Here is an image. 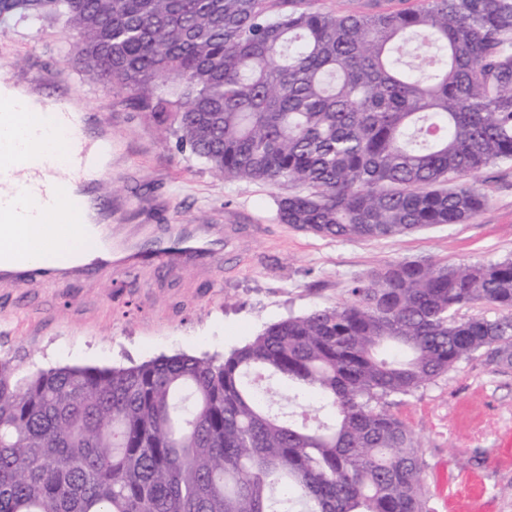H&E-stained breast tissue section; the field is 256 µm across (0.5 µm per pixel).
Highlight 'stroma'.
I'll list each match as a JSON object with an SVG mask.
<instances>
[{"label":"stroma","mask_w":512,"mask_h":512,"mask_svg":"<svg viewBox=\"0 0 512 512\" xmlns=\"http://www.w3.org/2000/svg\"><path fill=\"white\" fill-rule=\"evenodd\" d=\"M69 45L60 21L0 23V65L13 85L78 105L111 132L112 173L95 189L111 200L113 223L237 224L245 233L202 267L143 265L67 288L49 278L0 283V358L24 374L221 356L288 316L342 303L353 281L384 264L512 258V163L480 172L489 201L465 224L376 240L299 231L276 219L289 186L215 175L127 91L86 76ZM390 410L420 444L429 512H512V369L474 355Z\"/></svg>","instance_id":"stroma-1"}]
</instances>
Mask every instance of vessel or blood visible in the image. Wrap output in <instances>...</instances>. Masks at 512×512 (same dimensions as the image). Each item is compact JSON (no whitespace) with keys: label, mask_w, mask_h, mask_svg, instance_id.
Here are the masks:
<instances>
[{"label":"vessel or blood","mask_w":512,"mask_h":512,"mask_svg":"<svg viewBox=\"0 0 512 512\" xmlns=\"http://www.w3.org/2000/svg\"><path fill=\"white\" fill-rule=\"evenodd\" d=\"M0 118L15 124L52 125L81 143L60 170L35 169L21 180L15 167L0 166V281L21 287L43 277L64 282L92 278L110 262L118 268L141 262L160 267L195 265L211 259L223 243L224 229L219 225L172 224L165 236L146 239L136 226L90 223V215L104 205L92 186L112 162L111 136L90 133L85 113L60 110L31 115L24 102L14 98L0 97ZM62 199L84 217L79 231L87 251L66 269L31 262L35 238L42 230L40 214Z\"/></svg>","instance_id":"obj_1"}]
</instances>
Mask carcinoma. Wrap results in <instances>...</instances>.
Listing matches in <instances>:
<instances>
[{
    "instance_id": "cac0c4a2",
    "label": "carcinoma",
    "mask_w": 512,
    "mask_h": 512,
    "mask_svg": "<svg viewBox=\"0 0 512 512\" xmlns=\"http://www.w3.org/2000/svg\"><path fill=\"white\" fill-rule=\"evenodd\" d=\"M63 18L84 69L217 175L299 190L282 224L377 239L464 224L512 162V0H0ZM223 359L31 377L0 359V512H427L389 410L482 353L512 368V258L387 263ZM501 311L458 317L468 305ZM375 1H378L379 6L390 9L405 8L417 3V0H318L315 7L339 12L364 11Z\"/></svg>"
}]
</instances>
